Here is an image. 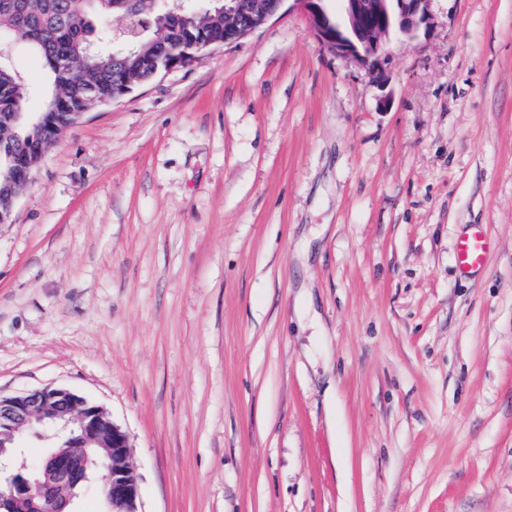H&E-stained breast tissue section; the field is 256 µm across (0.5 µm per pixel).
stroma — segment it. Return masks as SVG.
<instances>
[{
    "mask_svg": "<svg viewBox=\"0 0 512 512\" xmlns=\"http://www.w3.org/2000/svg\"><path fill=\"white\" fill-rule=\"evenodd\" d=\"M47 386L139 512H512V0L372 66L284 10L65 129L0 226V394ZM494 253L492 239L482 225L471 224L459 237L455 256L458 270L464 275L474 274L486 268Z\"/></svg>",
    "mask_w": 512,
    "mask_h": 512,
    "instance_id": "obj_1",
    "label": "stroma"
}]
</instances>
